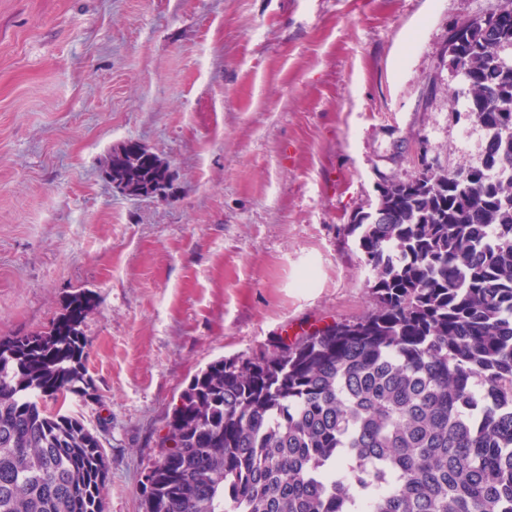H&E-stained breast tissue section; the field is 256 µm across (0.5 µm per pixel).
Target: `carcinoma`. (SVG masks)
<instances>
[{"instance_id":"carcinoma-1","label":"carcinoma","mask_w":512,"mask_h":512,"mask_svg":"<svg viewBox=\"0 0 512 512\" xmlns=\"http://www.w3.org/2000/svg\"><path fill=\"white\" fill-rule=\"evenodd\" d=\"M451 35L486 156L387 181L343 227L372 310L193 376L142 481L145 512H512V7ZM112 182L163 185L129 149ZM72 292L46 331L0 340V512H105L106 457L43 398L85 382Z\"/></svg>"}]
</instances>
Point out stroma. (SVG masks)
Wrapping results in <instances>:
<instances>
[{
	"mask_svg": "<svg viewBox=\"0 0 512 512\" xmlns=\"http://www.w3.org/2000/svg\"><path fill=\"white\" fill-rule=\"evenodd\" d=\"M505 0H0V339L82 288L106 512L140 483L190 379L371 309L341 227L377 186L478 161L451 29ZM134 145L169 168L131 197ZM110 176L112 182L132 193L148 194L166 182L168 167L154 156L126 149L112 154Z\"/></svg>",
	"mask_w": 512,
	"mask_h": 512,
	"instance_id": "obj_1",
	"label": "stroma"
}]
</instances>
